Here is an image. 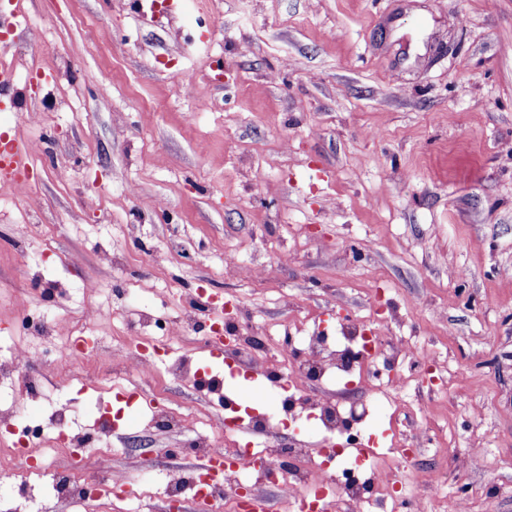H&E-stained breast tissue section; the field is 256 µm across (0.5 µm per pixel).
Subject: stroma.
<instances>
[{"label": "stroma", "mask_w": 512, "mask_h": 512, "mask_svg": "<svg viewBox=\"0 0 512 512\" xmlns=\"http://www.w3.org/2000/svg\"><path fill=\"white\" fill-rule=\"evenodd\" d=\"M19 91L0 134L32 140L40 173L25 208L0 209V355L9 356L31 275L65 289L55 334L109 305L91 361L46 369L75 430L105 413L119 432L86 471L153 480L134 500L61 506L59 456L16 512H166L170 457L224 410L164 361L146 380L111 359L130 310L180 322L185 293L243 302L253 331L281 337L337 309L392 319L391 346L434 354L427 406L431 491L470 488L468 512H512V0H190L140 18L134 0H0ZM210 105L186 123L194 101ZM111 84L109 94L97 83ZM29 123L16 128L14 113ZM239 252L250 274L225 266ZM143 386L185 428L153 433L119 398ZM467 456L444 470L440 451Z\"/></svg>", "instance_id": "1"}]
</instances>
